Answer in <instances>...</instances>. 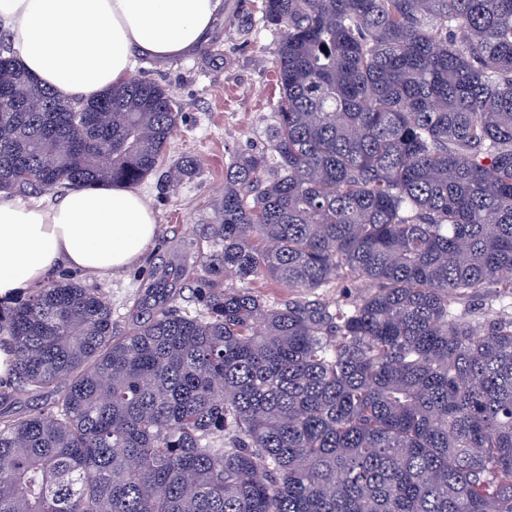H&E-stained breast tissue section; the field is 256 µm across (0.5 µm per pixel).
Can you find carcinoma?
Here are the masks:
<instances>
[{
    "mask_svg": "<svg viewBox=\"0 0 512 512\" xmlns=\"http://www.w3.org/2000/svg\"><path fill=\"white\" fill-rule=\"evenodd\" d=\"M260 13L276 123L224 165L198 308L153 282L118 334L68 278L0 304V399L62 387L0 418V512H512V310L453 314L512 297V0ZM180 117L138 77L74 101L0 39V190L135 186Z\"/></svg>",
    "mask_w": 512,
    "mask_h": 512,
    "instance_id": "cac0c4a2",
    "label": "carcinoma"
}]
</instances>
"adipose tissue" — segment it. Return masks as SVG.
<instances>
[{"label":"adipose tissue","instance_id":"1","mask_svg":"<svg viewBox=\"0 0 512 512\" xmlns=\"http://www.w3.org/2000/svg\"><path fill=\"white\" fill-rule=\"evenodd\" d=\"M223 10L224 0H0V30L43 85L86 98L140 62L186 55ZM156 235L153 210L124 187H73L45 206L0 192V302L63 269L125 272Z\"/></svg>","mask_w":512,"mask_h":512}]
</instances>
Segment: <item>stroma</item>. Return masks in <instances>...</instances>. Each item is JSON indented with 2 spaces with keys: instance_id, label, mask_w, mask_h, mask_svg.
Returning <instances> with one entry per match:
<instances>
[{
  "instance_id": "35a3bbf8",
  "label": "stroma",
  "mask_w": 512,
  "mask_h": 512,
  "mask_svg": "<svg viewBox=\"0 0 512 512\" xmlns=\"http://www.w3.org/2000/svg\"><path fill=\"white\" fill-rule=\"evenodd\" d=\"M260 0H224V14L208 42L190 55L138 71L169 89L181 106L178 128L157 170L137 186L158 219L156 242L133 269L75 275L88 288L102 289L112 302L118 331L133 328L147 283L176 279L187 259L186 242L203 244L224 199V164L231 153L266 147L278 97L274 68L278 33L260 21ZM194 158L200 163L173 188L164 176Z\"/></svg>"
}]
</instances>
